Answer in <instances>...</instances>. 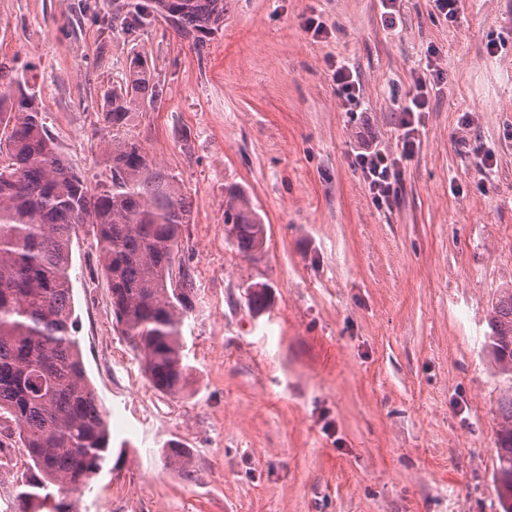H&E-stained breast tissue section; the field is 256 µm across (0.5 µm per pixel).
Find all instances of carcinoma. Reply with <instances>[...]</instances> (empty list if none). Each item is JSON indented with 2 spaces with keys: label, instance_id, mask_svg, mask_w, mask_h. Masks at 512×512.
Listing matches in <instances>:
<instances>
[{
  "label": "carcinoma",
  "instance_id": "carcinoma-1",
  "mask_svg": "<svg viewBox=\"0 0 512 512\" xmlns=\"http://www.w3.org/2000/svg\"><path fill=\"white\" fill-rule=\"evenodd\" d=\"M117 10L123 35L161 19L200 47L224 29V0H122ZM27 89L25 75L8 78L0 65V417L13 422L29 459L17 512H78L74 495L101 468L110 434L75 336L73 237L92 225L121 336L141 354L153 387L178 395L189 377L183 326L198 288L185 267L177 284L171 276L191 205L177 175L139 140L117 133L105 158L109 178L91 189L57 150ZM161 94L138 57L127 83L112 91L103 121L119 129L133 103L154 107ZM224 224L240 255L262 250L263 224L238 186L226 189ZM246 300L253 312L263 311L269 288L248 286ZM488 327L487 347L507 384L495 487L503 512H512V288L496 299ZM170 447L166 465L190 474V451Z\"/></svg>",
  "mask_w": 512,
  "mask_h": 512
}]
</instances>
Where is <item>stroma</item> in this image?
<instances>
[{"instance_id": "35a3bbf8", "label": "stroma", "mask_w": 512, "mask_h": 512, "mask_svg": "<svg viewBox=\"0 0 512 512\" xmlns=\"http://www.w3.org/2000/svg\"><path fill=\"white\" fill-rule=\"evenodd\" d=\"M112 0H0V63L26 72L58 151L105 180L107 97L143 55L163 91L125 135L182 180L180 257L199 291L183 327L189 383L155 390L121 336L94 239L72 243L73 306L110 449L80 512H502L494 486L504 384L485 347L512 288V0H229L194 49L159 21L118 35ZM319 16L320 36L303 27ZM360 79L351 116L332 65ZM433 90L399 190L377 207L356 150L395 151L414 80ZM492 150L489 169L477 166ZM242 188L265 224L254 257L224 236ZM268 284L252 312L245 289ZM171 442L191 475L165 467Z\"/></svg>"}]
</instances>
